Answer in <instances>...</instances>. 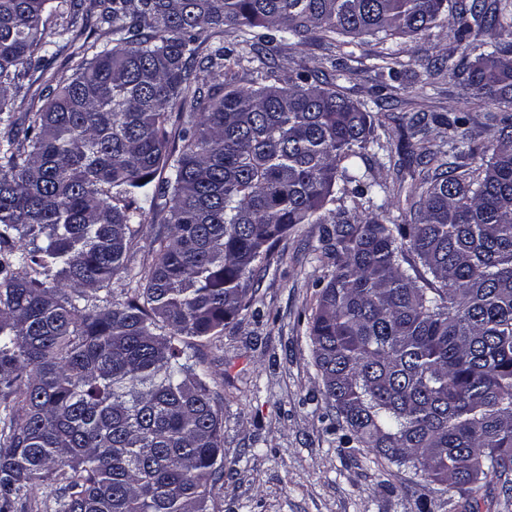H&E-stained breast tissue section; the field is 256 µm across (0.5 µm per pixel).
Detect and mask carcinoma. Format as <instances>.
Returning a JSON list of instances; mask_svg holds the SVG:
<instances>
[{
	"instance_id": "cac0c4a2",
	"label": "carcinoma",
	"mask_w": 512,
	"mask_h": 512,
	"mask_svg": "<svg viewBox=\"0 0 512 512\" xmlns=\"http://www.w3.org/2000/svg\"><path fill=\"white\" fill-rule=\"evenodd\" d=\"M112 46L84 49L72 77L19 131L14 96L49 53L44 15L75 25L81 0H0V512L58 485L54 512H217L223 411L188 338L220 336L251 307V279L297 224L322 222L336 186L373 184L350 163L375 116L309 70L270 71L276 44L414 38L448 21L499 40L460 66L480 107L512 108V10L448 0H98ZM248 28L261 81L241 86L219 47L194 87L199 35ZM181 141L169 147V109ZM481 170L458 171L413 125L433 171L411 190L413 223L343 209L334 267L309 341L341 448L380 472L404 466L472 504L512 498V113ZM469 115L448 119L468 144ZM163 175L161 191L150 190ZM163 224L156 259L128 265L139 227ZM410 251L415 263L405 256ZM141 290L104 309L122 277Z\"/></svg>"
}]
</instances>
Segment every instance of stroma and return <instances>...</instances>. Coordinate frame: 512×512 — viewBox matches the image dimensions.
Masks as SVG:
<instances>
[{"mask_svg": "<svg viewBox=\"0 0 512 512\" xmlns=\"http://www.w3.org/2000/svg\"><path fill=\"white\" fill-rule=\"evenodd\" d=\"M86 17L76 40L62 36L66 18L46 22L48 55L28 70L14 99L13 118L26 127L45 103V82L51 75L71 77L82 46L110 42L112 34L100 23L95 0H85ZM494 31L473 30L453 38L447 25L434 27L414 39L353 40L333 48L321 41L302 46H277L269 64L279 75L308 66L339 86L372 113L389 112L393 121L376 128V140L360 150L353 164L375 185L359 201L362 214L379 213L384 223L407 224L406 191L420 181L417 165L400 162L397 151L411 139L410 118L431 115L428 145L448 147V128L437 116L456 112L470 115V152L449 153L460 170L472 172L488 159L494 131L482 109L467 101L461 75L445 70L428 75L429 60L452 57L473 61L493 40ZM199 57L216 47L231 49L239 62L240 85L257 74L254 52L238 34L205 30L198 40ZM397 55L394 71L384 70L378 55L384 49ZM325 227L299 224L280 240L267 270L253 283L250 310L223 335L193 344L209 369L207 382L224 415V478L216 487L219 512H460L445 486H417L405 468L380 474L369 466L364 448H339L329 430L336 413L322 394L308 340V320L315 306V282L328 279L330 267L320 260Z\"/></svg>", "mask_w": 512, "mask_h": 512, "instance_id": "1", "label": "stroma"}]
</instances>
